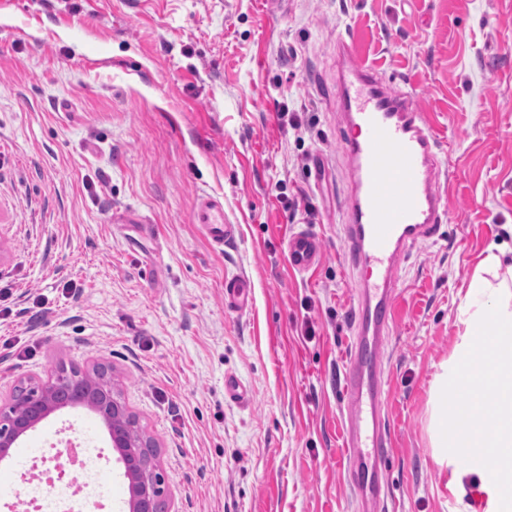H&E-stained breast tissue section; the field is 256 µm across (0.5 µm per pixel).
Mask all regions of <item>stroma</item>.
Returning <instances> with one entry per match:
<instances>
[{
	"label": "stroma",
	"instance_id": "1",
	"mask_svg": "<svg viewBox=\"0 0 512 512\" xmlns=\"http://www.w3.org/2000/svg\"><path fill=\"white\" fill-rule=\"evenodd\" d=\"M341 38L429 115L447 171L448 217L402 257L386 340L385 512H485L477 486L450 487L427 423L474 272L512 244V0H0V399L111 365L159 447L168 512H357ZM206 195L233 246L194 224ZM292 231L320 239L316 268H289ZM232 276L252 285L246 312L224 307ZM85 414L50 415L0 462V512L38 496L15 490L50 444L81 438L107 478L65 507L129 512L108 429Z\"/></svg>",
	"mask_w": 512,
	"mask_h": 512
}]
</instances>
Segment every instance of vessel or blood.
I'll list each match as a JSON object with an SVG mask.
<instances>
[{
    "label": "vessel or blood",
    "instance_id": "b4317fda",
    "mask_svg": "<svg viewBox=\"0 0 512 512\" xmlns=\"http://www.w3.org/2000/svg\"><path fill=\"white\" fill-rule=\"evenodd\" d=\"M338 55L343 117L352 131L341 145L351 171L345 261L356 273V313L342 388L348 422L343 475L361 512H378L386 461L394 447L386 427L382 351L395 322L400 262L410 245L435 235L448 208L438 140L426 114L406 94L392 92L353 42L339 41ZM193 221L216 246L235 237L223 205L211 197L199 200ZM320 251L313 234L288 237L292 269H312ZM250 299L249 281L225 280L226 308L246 310Z\"/></svg>",
    "mask_w": 512,
    "mask_h": 512
}]
</instances>
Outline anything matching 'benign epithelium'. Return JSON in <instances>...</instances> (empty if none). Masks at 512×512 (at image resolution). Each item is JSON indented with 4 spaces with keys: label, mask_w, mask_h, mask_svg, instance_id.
<instances>
[{
    "label": "benign epithelium",
    "mask_w": 512,
    "mask_h": 512,
    "mask_svg": "<svg viewBox=\"0 0 512 512\" xmlns=\"http://www.w3.org/2000/svg\"><path fill=\"white\" fill-rule=\"evenodd\" d=\"M67 405L85 406L111 428L130 477L132 512H166L162 506L168 491L157 446L118 398L112 370L106 366L60 367L43 380L17 385L7 401H0V454L14 447L18 436Z\"/></svg>",
    "instance_id": "7a95c632"
}]
</instances>
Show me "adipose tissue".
<instances>
[{
  "instance_id": "ef3b65f1",
  "label": "adipose tissue",
  "mask_w": 512,
  "mask_h": 512,
  "mask_svg": "<svg viewBox=\"0 0 512 512\" xmlns=\"http://www.w3.org/2000/svg\"><path fill=\"white\" fill-rule=\"evenodd\" d=\"M490 245L465 295V330L432 385L433 456L477 477L487 512H512V264Z\"/></svg>"
}]
</instances>
